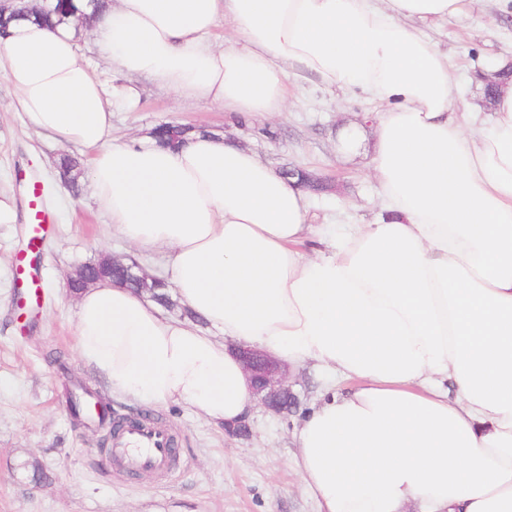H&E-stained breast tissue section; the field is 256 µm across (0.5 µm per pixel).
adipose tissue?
I'll use <instances>...</instances> for the list:
<instances>
[{
	"instance_id": "obj_1",
	"label": "adipose tissue",
	"mask_w": 512,
	"mask_h": 512,
	"mask_svg": "<svg viewBox=\"0 0 512 512\" xmlns=\"http://www.w3.org/2000/svg\"><path fill=\"white\" fill-rule=\"evenodd\" d=\"M465 0H112L93 44L120 74L242 116L289 83L380 105L370 171L384 213L341 236L251 152L215 136L172 151L112 136L130 85L106 88L72 29L13 22L0 74L38 133L89 152L98 206L205 328L109 282L77 298V354L116 396L221 424L254 401L233 343L327 383L294 435L317 512H512V81L490 118L453 96L415 27ZM232 24L235 44L205 37ZM319 241L311 256L300 245Z\"/></svg>"
}]
</instances>
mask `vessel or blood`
I'll return each instance as SVG.
<instances>
[{"label": "vessel or blood", "mask_w": 512, "mask_h": 512, "mask_svg": "<svg viewBox=\"0 0 512 512\" xmlns=\"http://www.w3.org/2000/svg\"><path fill=\"white\" fill-rule=\"evenodd\" d=\"M35 252L19 260L24 295L36 302L40 292L39 276L35 269ZM112 463L118 469L135 474L144 470L168 473L173 465L174 450L168 429L145 423L131 422L112 439Z\"/></svg>", "instance_id": "vessel-or-blood-1"}]
</instances>
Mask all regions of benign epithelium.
<instances>
[{
	"label": "benign epithelium",
	"instance_id": "obj_1",
	"mask_svg": "<svg viewBox=\"0 0 512 512\" xmlns=\"http://www.w3.org/2000/svg\"><path fill=\"white\" fill-rule=\"evenodd\" d=\"M56 0H0V15H27L34 12L51 13ZM96 268L119 267L130 280L152 281L154 276L148 274L136 261L129 263L114 256H104L93 263ZM232 350L240 359L245 370L249 387L257 406L276 415H286L299 404L297 395L289 384L288 364L260 352L250 345L239 342L232 345Z\"/></svg>",
	"mask_w": 512,
	"mask_h": 512
}]
</instances>
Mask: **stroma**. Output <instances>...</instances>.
Instances as JSON below:
<instances>
[{
	"label": "stroma",
	"instance_id": "35a3bbf8",
	"mask_svg": "<svg viewBox=\"0 0 512 512\" xmlns=\"http://www.w3.org/2000/svg\"><path fill=\"white\" fill-rule=\"evenodd\" d=\"M417 29L447 53L460 95L478 105L483 91L471 83L472 73L512 60V0H465L456 16ZM139 86L136 104L113 112L115 137L146 141L164 122L202 127L275 169L295 166L317 177L323 188L310 194V223L366 224L379 213L368 166L374 107L360 92L309 84L292 90L282 116L259 113L242 121L219 105L180 99L151 81ZM16 96L0 76V191L13 196L17 210L15 223L0 224V512H316L289 465L292 432L325 381L313 367L289 373L298 409L274 416L254 408L245 439L226 436L186 405L149 409L178 438L179 464L167 477L128 478L102 444L106 428L75 420L73 386L108 394L77 358V299L68 277L104 255L135 260L139 254L113 232L88 178H80L75 193L61 182L59 157L81 155V148L40 137L23 112L11 109ZM355 126L362 144L344 150L341 136ZM33 178L51 217L39 243L42 292L34 308L17 299ZM33 458L42 467L38 481L21 468Z\"/></svg>",
	"mask_w": 512,
	"mask_h": 512
}]
</instances>
